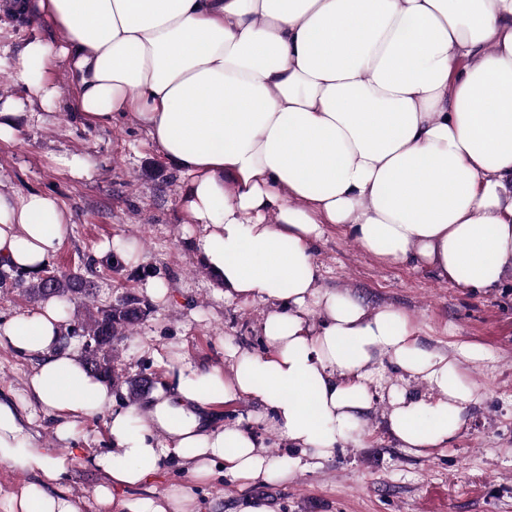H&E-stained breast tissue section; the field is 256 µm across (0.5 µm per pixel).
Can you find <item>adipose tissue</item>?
<instances>
[{
  "label": "adipose tissue",
  "instance_id": "ef3b65f1",
  "mask_svg": "<svg viewBox=\"0 0 512 512\" xmlns=\"http://www.w3.org/2000/svg\"><path fill=\"white\" fill-rule=\"evenodd\" d=\"M55 39L12 61L35 96L67 61L71 117H122L181 176L190 238L225 300L260 302L262 348L226 365L177 358L143 405L120 404L63 338L56 299L0 321V347L36 359L26 388L54 436L105 415L110 446L85 456L39 444L0 399V464L33 479L9 512H83L65 490L88 457L114 512H197L214 477L277 483L362 445L364 415L420 453L455 440L478 383L472 351H428L407 312L321 285L315 251L335 229L365 253L461 288L512 282V0H36ZM68 231L59 201L0 192V262L32 276ZM399 375L383 385L382 364ZM243 398L288 445L271 456L215 405ZM183 479L166 495L161 473Z\"/></svg>",
  "mask_w": 512,
  "mask_h": 512
}]
</instances>
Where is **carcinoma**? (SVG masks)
<instances>
[{"instance_id":"1","label":"carcinoma","mask_w":512,"mask_h":512,"mask_svg":"<svg viewBox=\"0 0 512 512\" xmlns=\"http://www.w3.org/2000/svg\"><path fill=\"white\" fill-rule=\"evenodd\" d=\"M11 282V286L19 288L32 301H39L47 296H55L66 301L78 298L89 301L90 289L80 274L53 275L48 279L39 278L32 283L25 282L18 274L12 275L0 270V285ZM146 305L133 295H128L115 304L105 305L97 309L88 319L77 323L69 331L70 336L84 338L83 358L87 367L94 373L111 381L128 384L129 393L135 397L141 392L143 380L122 379L112 365L114 344L130 331L145 315Z\"/></svg>"}]
</instances>
